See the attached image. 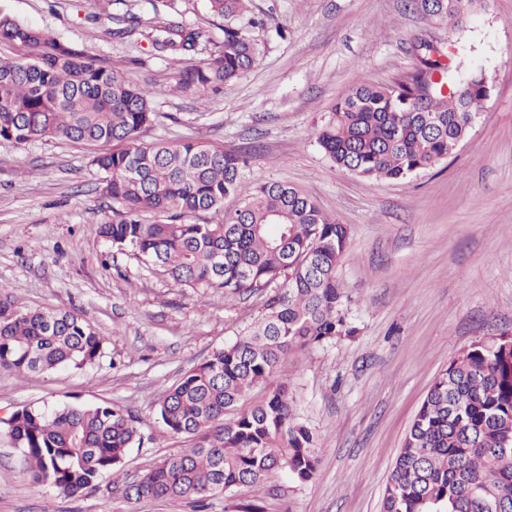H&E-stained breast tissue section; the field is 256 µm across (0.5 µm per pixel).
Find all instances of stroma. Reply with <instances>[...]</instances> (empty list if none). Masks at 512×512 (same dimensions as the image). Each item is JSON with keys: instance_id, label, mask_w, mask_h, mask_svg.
I'll list each match as a JSON object with an SVG mask.
<instances>
[{"instance_id": "1", "label": "stroma", "mask_w": 512, "mask_h": 512, "mask_svg": "<svg viewBox=\"0 0 512 512\" xmlns=\"http://www.w3.org/2000/svg\"><path fill=\"white\" fill-rule=\"evenodd\" d=\"M254 66L219 89L166 93L178 71L148 41L113 37L119 20L162 16L199 31V58L224 41L204 0H0V13L95 55L129 80L163 88L144 143L191 138L228 152L254 149V171L296 187L349 246L337 276L354 336L289 356L282 379L316 436L307 483L288 473L259 490L191 500H127V482L193 441L157 418L166 391L244 336L266 292L220 297L178 287L99 234L112 203L91 166L93 146L0 141V290L31 308L79 313L107 340L81 369L25 377L0 371V417L25 406L107 404L131 413L142 441L121 477L103 474L71 497L33 480L0 432V512H380L395 456L427 391L475 341L512 334V0H485L449 30L407 0H251ZM450 51L455 79L483 74L492 92L457 152L408 179L339 169L318 143L336 100L353 85L406 80L416 48Z\"/></svg>"}]
</instances>
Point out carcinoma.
I'll return each instance as SVG.
<instances>
[{
	"label": "carcinoma",
	"mask_w": 512,
	"mask_h": 512,
	"mask_svg": "<svg viewBox=\"0 0 512 512\" xmlns=\"http://www.w3.org/2000/svg\"><path fill=\"white\" fill-rule=\"evenodd\" d=\"M224 19V42L200 64L184 63L199 33L154 16L116 31L138 35L182 63L178 91L239 78L255 63L249 0H206ZM439 23L462 25L482 0H411ZM0 139L112 145L91 165L112 201L100 236L161 268L180 287L226 297L272 289L248 334L215 351L166 392L158 419L197 444L163 460L126 497L177 504L256 488L275 471L310 481L319 448L280 380L292 354L353 336L348 294L337 277L349 234L299 189L250 171L253 151L188 140L145 144L160 90L133 83L81 49L0 14ZM452 58L421 57L408 80L358 85L331 108L318 142L339 168L367 179H403L453 155L469 133L486 78L451 79ZM152 219L145 220L142 215ZM105 338L67 310L31 309L0 292V370L20 376L81 368L104 354ZM255 388L257 403L241 406ZM33 479L79 496L116 471L141 440L134 418L109 405L24 407L3 421ZM381 512H512V336L479 340L435 379L399 448Z\"/></svg>",
	"instance_id": "cac0c4a2"
}]
</instances>
